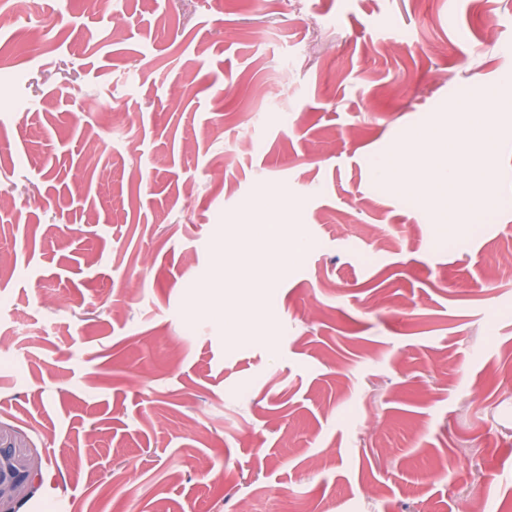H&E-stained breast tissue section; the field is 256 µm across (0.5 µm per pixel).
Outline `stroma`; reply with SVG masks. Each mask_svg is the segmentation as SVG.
<instances>
[{"mask_svg": "<svg viewBox=\"0 0 512 512\" xmlns=\"http://www.w3.org/2000/svg\"><path fill=\"white\" fill-rule=\"evenodd\" d=\"M508 71L512 0H0L18 512H512ZM460 98L497 204L449 235L371 166Z\"/></svg>", "mask_w": 512, "mask_h": 512, "instance_id": "35a3bbf8", "label": "stroma"}]
</instances>
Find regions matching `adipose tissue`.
<instances>
[{
    "instance_id": "adipose-tissue-1",
    "label": "adipose tissue",
    "mask_w": 512,
    "mask_h": 512,
    "mask_svg": "<svg viewBox=\"0 0 512 512\" xmlns=\"http://www.w3.org/2000/svg\"><path fill=\"white\" fill-rule=\"evenodd\" d=\"M497 143L488 125L477 122L468 134L448 141L442 131L423 130L413 142L379 157L373 177L380 182L395 181L406 170L415 177L405 185L415 198L432 194L439 198V221L456 228L460 224L481 223L493 206L489 197L465 199L461 182L490 177Z\"/></svg>"
}]
</instances>
